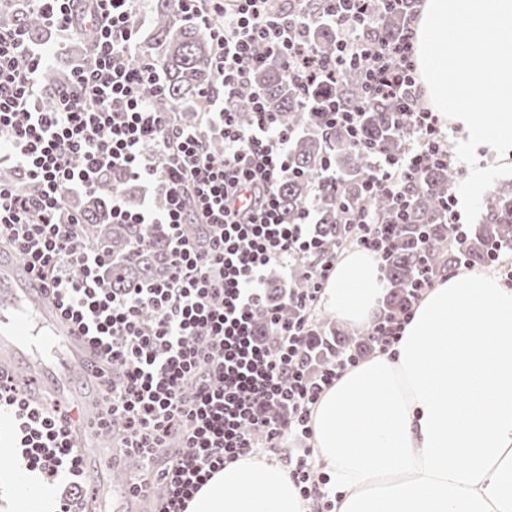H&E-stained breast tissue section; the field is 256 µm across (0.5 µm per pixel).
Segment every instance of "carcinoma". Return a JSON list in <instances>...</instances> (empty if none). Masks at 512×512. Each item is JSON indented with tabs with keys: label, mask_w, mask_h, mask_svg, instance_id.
<instances>
[{
	"label": "carcinoma",
	"mask_w": 512,
	"mask_h": 512,
	"mask_svg": "<svg viewBox=\"0 0 512 512\" xmlns=\"http://www.w3.org/2000/svg\"><path fill=\"white\" fill-rule=\"evenodd\" d=\"M416 0H402L397 7L389 0L372 3L375 20L359 30L361 41H393L401 35L405 23L415 7ZM316 18L309 27L307 43L321 55L336 53V28L325 18L321 0H293L288 13L298 9ZM3 24L27 31L38 44L44 41L47 26L38 11L21 8L3 16ZM164 72V91L155 100L161 108L179 113L182 121L194 123L200 113L208 110L209 101L202 96V88L212 79L214 49L208 32L201 26L178 19L174 0H153L151 26L146 40ZM360 61L350 67L345 77L332 88V94L346 104L358 98L361 91ZM60 79L55 69L43 77L40 104L45 109L54 105L53 88ZM253 84L266 96L268 111L275 114L280 125L297 136L290 150V164L297 175L286 180L280 189L286 222L297 220L300 210L322 182L321 161L328 157L336 161L340 179L341 197L323 195L318 202L316 224L319 238L326 250H332L343 241L347 231L341 223L340 202L349 207L368 206L380 224H397L395 245L381 262L390 288V308L401 306L408 288L423 269L437 275L452 269L459 262L471 265L487 264L489 250L496 246L512 247V191H502L488 198L482 223L468 230V240L460 245L452 242V227L443 209L444 199L460 178L450 166L429 169L421 183L409 188V219L400 224L396 207L383 193L367 194L366 183L372 174V154L361 150L341 128H330L321 113V104L315 99L299 98L285 76L277 57L265 60L253 73ZM362 136L377 151L395 152L407 143L393 124L392 104L375 100L366 105L361 116ZM129 179L118 172L102 177L96 191L84 204L90 237L103 240L102 234H112V262L106 276L114 288L156 275L163 267L165 243L156 236L137 258L128 255V242L139 233L135 224L103 225L115 192L128 194Z\"/></svg>",
	"instance_id": "1"
}]
</instances>
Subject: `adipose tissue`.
<instances>
[{"label": "adipose tissue", "mask_w": 512, "mask_h": 512, "mask_svg": "<svg viewBox=\"0 0 512 512\" xmlns=\"http://www.w3.org/2000/svg\"><path fill=\"white\" fill-rule=\"evenodd\" d=\"M480 31L494 47L487 67L472 52ZM414 47L422 100L467 166L462 197L479 202L489 180L475 150L512 159V0H422ZM475 96L498 109L471 111ZM383 289L376 257L355 250L338 261L325 304L363 328ZM311 425L332 512H512V289L476 270L438 276L395 352L346 369ZM0 486L5 512H51L56 499L20 466ZM305 508L287 466L250 454L213 474L185 512Z\"/></svg>", "instance_id": "adipose-tissue-1"}]
</instances>
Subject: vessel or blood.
<instances>
[{
	"label": "vessel or blood",
	"mask_w": 512,
	"mask_h": 512,
	"mask_svg": "<svg viewBox=\"0 0 512 512\" xmlns=\"http://www.w3.org/2000/svg\"><path fill=\"white\" fill-rule=\"evenodd\" d=\"M102 366L98 349L16 253L0 244V370L24 368L19 387L34 401L50 396L84 416L91 402L72 395L71 382Z\"/></svg>",
	"instance_id": "1"
}]
</instances>
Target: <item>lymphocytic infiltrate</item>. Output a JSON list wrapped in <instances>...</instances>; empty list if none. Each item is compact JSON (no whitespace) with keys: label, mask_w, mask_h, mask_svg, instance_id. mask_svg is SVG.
Masks as SVG:
<instances>
[{"label":"lymphocytic infiltrate","mask_w":512,"mask_h":512,"mask_svg":"<svg viewBox=\"0 0 512 512\" xmlns=\"http://www.w3.org/2000/svg\"><path fill=\"white\" fill-rule=\"evenodd\" d=\"M46 25L67 34L84 24L88 40L56 90L52 109L39 104L42 76L54 54L26 31L0 26V156L26 189L0 180V235L56 298L61 313L101 350L109 373L102 406L90 423L115 441L116 458H137L132 494L156 496L155 512H184L186 502L225 463L250 452H281L287 436L311 439L321 394L363 357L352 350L313 366V325L334 254L315 236V204L284 222L280 185L293 174L291 134L250 87L266 55L279 56L301 97L324 94L358 56L360 102L326 97L328 123L360 138L361 113L382 98L395 108L413 147L375 153L374 191L406 204L405 186L448 162L436 113L417 108L413 31L391 43H363L372 0H326L338 41L322 56L300 39L312 21L289 18L277 0H176L189 22L206 26L215 47L214 79L204 88L212 109L194 124L160 110L161 65L134 67L141 14L137 0H32ZM254 121L241 126L239 99ZM222 140L210 148L211 138ZM112 172L148 183L153 196L136 207L112 197L111 224L140 226L129 246L138 254L155 238L166 244L162 276L111 287L103 274L111 254L85 241L73 194L92 191ZM352 243L375 256L395 240L364 207L346 210ZM197 224L204 240L185 228ZM307 268L309 287L292 288L284 305L270 302L265 280L275 265ZM433 286L420 274L400 310L382 311L368 334L372 349L390 352L415 304ZM292 316H283V308ZM0 412L12 418L13 445L29 471L62 481L57 512H80L90 474L74 443L77 425L66 406L29 402L0 373ZM309 450L284 456L303 500L326 498Z\"/></svg>","instance_id":"lymphocytic-infiltrate-1"}]
</instances>
